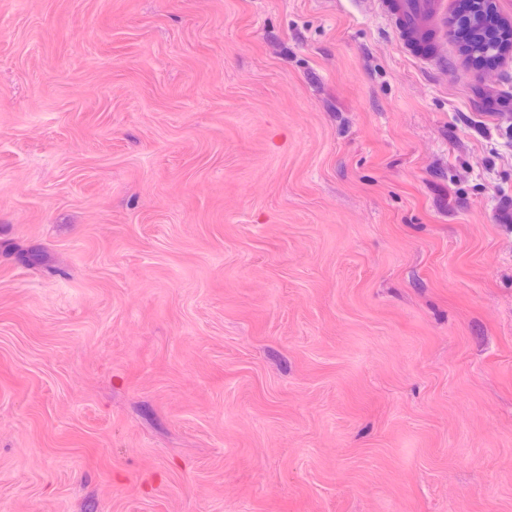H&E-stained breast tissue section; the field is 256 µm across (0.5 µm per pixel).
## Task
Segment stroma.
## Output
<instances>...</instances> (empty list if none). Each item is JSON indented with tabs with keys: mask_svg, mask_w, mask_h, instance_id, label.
I'll return each instance as SVG.
<instances>
[{
	"mask_svg": "<svg viewBox=\"0 0 512 512\" xmlns=\"http://www.w3.org/2000/svg\"><path fill=\"white\" fill-rule=\"evenodd\" d=\"M0 512H512V54L0 0Z\"/></svg>",
	"mask_w": 512,
	"mask_h": 512,
	"instance_id": "stroma-1",
	"label": "stroma"
}]
</instances>
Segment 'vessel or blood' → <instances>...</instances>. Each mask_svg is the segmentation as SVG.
Instances as JSON below:
<instances>
[{
    "label": "vessel or blood",
    "instance_id": "b4317fda",
    "mask_svg": "<svg viewBox=\"0 0 512 512\" xmlns=\"http://www.w3.org/2000/svg\"><path fill=\"white\" fill-rule=\"evenodd\" d=\"M413 55L437 59L448 36V0H370Z\"/></svg>",
    "mask_w": 512,
    "mask_h": 512
}]
</instances>
